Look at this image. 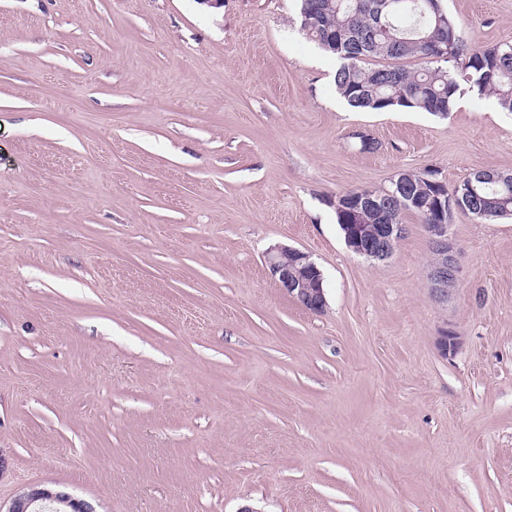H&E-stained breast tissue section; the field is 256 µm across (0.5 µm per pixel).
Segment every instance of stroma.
<instances>
[{
  "label": "stroma",
  "instance_id": "stroma-1",
  "mask_svg": "<svg viewBox=\"0 0 512 512\" xmlns=\"http://www.w3.org/2000/svg\"><path fill=\"white\" fill-rule=\"evenodd\" d=\"M443 4L512 42V0ZM299 25L296 0H0L1 506L512 512V218L454 214L443 301L417 216L378 262L333 206L512 172V113L355 110ZM278 245L322 312L271 276ZM272 276L306 309L321 312L326 305L323 274L311 256L299 249L275 247L267 253ZM94 512L83 501L68 492L52 490L42 485H30L14 497L4 512Z\"/></svg>",
  "mask_w": 512,
  "mask_h": 512
}]
</instances>
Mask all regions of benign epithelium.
I'll return each instance as SVG.
<instances>
[{
	"instance_id": "benign-epithelium-1",
	"label": "benign epithelium",
	"mask_w": 512,
	"mask_h": 512,
	"mask_svg": "<svg viewBox=\"0 0 512 512\" xmlns=\"http://www.w3.org/2000/svg\"><path fill=\"white\" fill-rule=\"evenodd\" d=\"M443 180H430L423 185V193L406 194L400 203L404 207L433 206L434 215L426 225L432 244L429 264L430 288L441 298L457 288L461 276L459 251L450 241L448 230V203L440 201L433 193ZM395 194L382 197H352L339 199L338 210L349 213V220L341 225L346 246L353 253L370 260L390 258L404 225L397 223L390 214V200ZM267 263L272 276L306 309L320 312L326 305L323 274L311 256L299 249L276 247L267 253ZM6 512H94L84 502L68 492L52 490L41 485H30L14 497Z\"/></svg>"
}]
</instances>
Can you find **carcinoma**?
<instances>
[{"label":"carcinoma","instance_id":"obj_1","mask_svg":"<svg viewBox=\"0 0 512 512\" xmlns=\"http://www.w3.org/2000/svg\"><path fill=\"white\" fill-rule=\"evenodd\" d=\"M313 22L301 33L336 56V93L357 110L406 109L442 116L463 89L495 98L512 112V43L491 47L469 40L443 0H299ZM433 58L444 67L410 70L403 61ZM377 63L369 66L366 60ZM472 173L448 194L480 221L512 210V177Z\"/></svg>","mask_w":512,"mask_h":512}]
</instances>
